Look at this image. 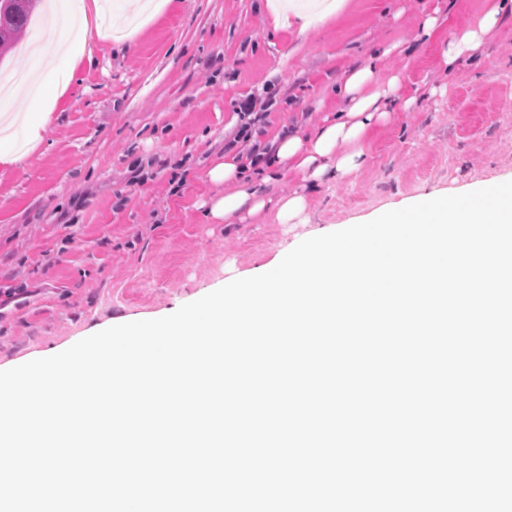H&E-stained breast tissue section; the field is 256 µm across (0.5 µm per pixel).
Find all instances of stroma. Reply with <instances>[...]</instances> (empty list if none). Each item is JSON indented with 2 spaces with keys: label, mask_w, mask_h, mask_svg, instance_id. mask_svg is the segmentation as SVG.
I'll return each instance as SVG.
<instances>
[{
  "label": "stroma",
  "mask_w": 512,
  "mask_h": 512,
  "mask_svg": "<svg viewBox=\"0 0 512 512\" xmlns=\"http://www.w3.org/2000/svg\"><path fill=\"white\" fill-rule=\"evenodd\" d=\"M266 0H177L129 44L96 31L38 149L0 170V371L62 352L108 327L168 316L279 263L304 239L445 195L512 181V17L490 61L453 72L439 44L486 0H346L308 29H274ZM446 20L415 41L427 14ZM382 62L423 109L398 112L354 176L311 191L305 224H215L223 186L207 172L231 147L269 146L333 112L350 67ZM251 110H244V103ZM254 139L238 137L243 126Z\"/></svg>",
  "instance_id": "stroma-1"
}]
</instances>
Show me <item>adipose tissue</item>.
Here are the masks:
<instances>
[{
    "label": "adipose tissue",
    "mask_w": 512,
    "mask_h": 512,
    "mask_svg": "<svg viewBox=\"0 0 512 512\" xmlns=\"http://www.w3.org/2000/svg\"><path fill=\"white\" fill-rule=\"evenodd\" d=\"M339 3L340 0H312L308 10L300 12L293 0H266L276 25L285 27L296 20L304 29L335 14ZM44 14L49 23L65 22L80 34L93 29L118 46L130 40L129 34L113 30L112 17L102 0H45ZM507 15L512 16V0H490L487 11L473 25L442 43V64L452 70L463 60L480 55L488 34ZM384 56V51H376L351 71L337 92L342 107L324 124L276 135L274 149L258 151L247 163L237 153L226 152L223 161L208 172L212 182L224 187L223 195L210 205L211 219L240 224L268 210L274 212L279 223H306L305 193L275 195L270 193V186L293 174L313 190L325 182L356 174L366 163L363 146L374 130L386 123L392 113L408 112L418 105L416 97L407 95L400 77L381 79L379 70ZM53 58L55 68L25 73V81L37 88L27 99L25 111L0 112L1 167L15 166L37 148L41 132L57 101L66 93L76 68L92 61L80 35L64 40Z\"/></svg>",
    "instance_id": "adipose-tissue-1"
}]
</instances>
